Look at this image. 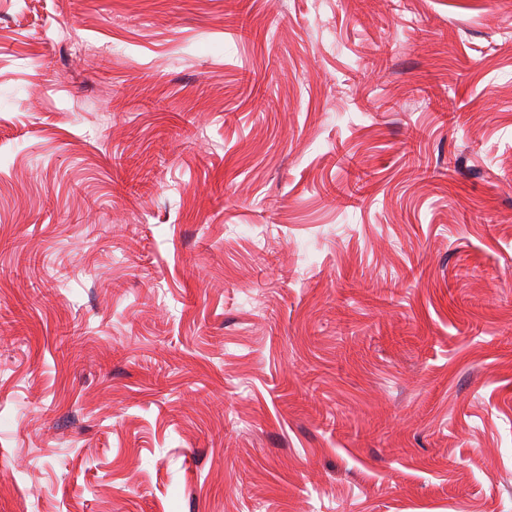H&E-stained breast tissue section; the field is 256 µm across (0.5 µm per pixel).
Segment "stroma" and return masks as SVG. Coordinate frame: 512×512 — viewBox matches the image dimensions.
I'll use <instances>...</instances> for the list:
<instances>
[{
    "label": "stroma",
    "instance_id": "1",
    "mask_svg": "<svg viewBox=\"0 0 512 512\" xmlns=\"http://www.w3.org/2000/svg\"><path fill=\"white\" fill-rule=\"evenodd\" d=\"M0 512H512V0H0Z\"/></svg>",
    "mask_w": 512,
    "mask_h": 512
}]
</instances>
